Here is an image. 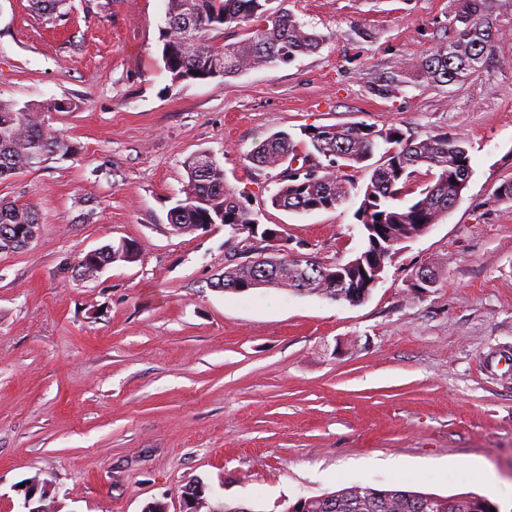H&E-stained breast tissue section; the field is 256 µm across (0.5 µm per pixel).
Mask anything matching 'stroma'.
<instances>
[{
    "instance_id": "1",
    "label": "stroma",
    "mask_w": 512,
    "mask_h": 512,
    "mask_svg": "<svg viewBox=\"0 0 512 512\" xmlns=\"http://www.w3.org/2000/svg\"><path fill=\"white\" fill-rule=\"evenodd\" d=\"M498 59L468 83L369 93L368 71L421 59L456 0H274L325 34L313 54L228 78L173 82L165 0H66L48 20L0 0V100L66 102L47 124L75 147L0 182L40 229L0 253V512L37 479L59 512H185L208 502L281 512L354 483L489 496L512 512V0H485ZM367 32L359 38L357 29ZM393 126L465 140L472 177L448 216L405 241L364 302L276 288H218L251 259L223 225L175 233L185 160L211 154L259 223L283 225L315 263L363 247L347 202L272 208L275 171L251 169L277 132ZM133 263L75 265L106 244ZM435 287L412 286L419 268Z\"/></svg>"
}]
</instances>
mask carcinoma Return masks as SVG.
<instances>
[{"mask_svg": "<svg viewBox=\"0 0 512 512\" xmlns=\"http://www.w3.org/2000/svg\"><path fill=\"white\" fill-rule=\"evenodd\" d=\"M273 0H167L161 30L162 59L172 80L230 77L256 68L288 64L302 54L317 51L324 36L307 28L288 10L268 8ZM484 0H457L448 19V36L416 63H401L388 70L368 73L371 94L389 99L409 85L434 90L464 84L476 77L491 59L499 40L483 18ZM244 29V38L219 42L214 33ZM59 112V102L16 107L0 100V181L42 166L53 157L74 153L62 136L46 124L44 114ZM312 151L299 155L297 144L286 132L262 141L248 161L258 171L276 170L277 189L270 197L276 209L308 213L334 209L350 198L353 183L341 174L339 161L361 166L369 174L355 218L362 225L368 246L358 281L365 285L375 266L392 262L398 246L439 223L460 200L472 176L465 141L446 133L426 139H408L395 128L375 130L364 124L325 125L304 131ZM390 145L385 159L372 164L377 140ZM302 157L304 173L290 167ZM187 179L183 199L170 211V223L181 233H194L198 224H222L229 229L228 242L238 237L234 225L255 224L257 219L226 184L224 169L196 153L185 161ZM430 177L415 191L419 175ZM39 224L31 205L0 201V252L22 249L15 225ZM139 249L107 252L99 261L110 265L131 263ZM269 280L250 263L224 269L222 288L239 291L256 278L257 286L315 294L336 301L345 299L341 278L349 275L342 263L320 265L304 262V269L286 255L278 257ZM498 508L488 496L474 492L443 496L397 487L376 488L357 483L325 492L296 512H491Z\"/></svg>", "mask_w": 512, "mask_h": 512, "instance_id": "1", "label": "carcinoma"}]
</instances>
